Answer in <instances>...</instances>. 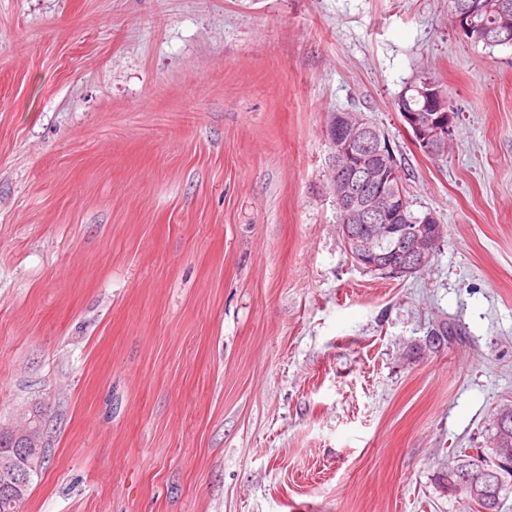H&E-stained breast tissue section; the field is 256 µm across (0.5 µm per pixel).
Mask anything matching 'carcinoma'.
<instances>
[{"instance_id":"obj_1","label":"carcinoma","mask_w":512,"mask_h":512,"mask_svg":"<svg viewBox=\"0 0 512 512\" xmlns=\"http://www.w3.org/2000/svg\"><path fill=\"white\" fill-rule=\"evenodd\" d=\"M484 11L482 22L487 26L497 24L502 18L503 6L512 19V0H478ZM492 456L478 451L468 454L461 450L452 456L446 470L437 476V481L448 495L458 497L470 505L471 512H500L503 493L512 488V468L504 469L497 464L498 449L512 448V403L500 406L493 414ZM469 474L483 483L487 494L471 498L458 492L461 475Z\"/></svg>"}]
</instances>
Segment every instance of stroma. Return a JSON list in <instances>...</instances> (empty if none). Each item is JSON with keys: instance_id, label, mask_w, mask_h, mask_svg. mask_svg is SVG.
<instances>
[{"instance_id": "stroma-1", "label": "stroma", "mask_w": 512, "mask_h": 512, "mask_svg": "<svg viewBox=\"0 0 512 512\" xmlns=\"http://www.w3.org/2000/svg\"><path fill=\"white\" fill-rule=\"evenodd\" d=\"M341 110L446 227L415 274L344 248ZM508 401L512 46L448 0H0V423L51 447L21 512H466L436 478ZM410 97L420 102L419 107H411ZM396 106L402 125L415 146L428 155H442L448 146L455 118L448 108L455 110L451 100L448 99L446 105L445 95L438 84L427 79L420 85H410L396 101Z\"/></svg>"}]
</instances>
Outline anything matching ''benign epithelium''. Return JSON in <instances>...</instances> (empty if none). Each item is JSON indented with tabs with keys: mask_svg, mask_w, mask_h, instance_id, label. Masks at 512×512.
<instances>
[{
	"mask_svg": "<svg viewBox=\"0 0 512 512\" xmlns=\"http://www.w3.org/2000/svg\"><path fill=\"white\" fill-rule=\"evenodd\" d=\"M482 11L475 2L454 15L459 32L466 38L512 42V26L504 22L492 31L481 28L476 18ZM411 97L420 102L418 107H411ZM396 104L415 146L428 155H442L455 115L438 84L427 79L411 85ZM326 135L333 147L331 186L349 256L368 270L397 277L425 268L442 241L443 225L432 211L415 217L408 214L405 186L393 180L397 158L389 136L365 114L352 112L331 114ZM36 417L38 410L32 407L23 414L22 423H0V437L15 450L14 463L0 470V482L19 494L41 475L45 460V432L33 424Z\"/></svg>",
	"mask_w": 512,
	"mask_h": 512,
	"instance_id": "obj_1",
	"label": "benign epithelium"
}]
</instances>
